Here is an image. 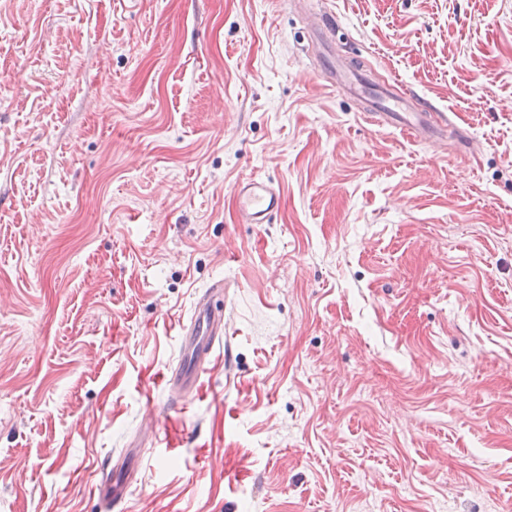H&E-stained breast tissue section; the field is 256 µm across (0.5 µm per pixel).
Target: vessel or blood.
I'll return each mask as SVG.
<instances>
[{
    "label": "vessel or blood",
    "instance_id": "b4317fda",
    "mask_svg": "<svg viewBox=\"0 0 512 512\" xmlns=\"http://www.w3.org/2000/svg\"><path fill=\"white\" fill-rule=\"evenodd\" d=\"M350 95L366 102V109L378 122L400 129L417 138L434 134L447 121L445 114H430L409 104V93H397L395 86L372 87L365 76L352 68L338 69L332 76ZM238 221L242 224H269L278 214L282 194L271 182L250 179L234 188ZM224 285L217 282L195 304L188 323L181 328L182 358L178 367L164 376L168 387L189 398L200 390L201 374L213 354L224 327Z\"/></svg>",
    "mask_w": 512,
    "mask_h": 512
}]
</instances>
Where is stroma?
Masks as SVG:
<instances>
[{
    "mask_svg": "<svg viewBox=\"0 0 512 512\" xmlns=\"http://www.w3.org/2000/svg\"><path fill=\"white\" fill-rule=\"evenodd\" d=\"M318 8L335 40L284 0H0V512H107L116 464L123 512H512V0ZM331 76L334 84L366 101L367 105L362 112H373L370 115L378 122L416 138L425 139L427 135H433L438 127L448 121L444 113L433 115L412 108L409 99L414 96L407 92L397 93L398 84L372 88L365 76L352 68L341 67L335 70V74L331 70ZM234 195L241 224L272 223L282 204L280 189L262 179L239 182L234 188ZM209 292L195 304L190 321L181 327L182 358L178 367L162 380L182 398H190L200 390L201 374L210 361L216 343L224 331V284H212Z\"/></svg>",
    "mask_w": 512,
    "mask_h": 512,
    "instance_id": "35a3bbf8",
    "label": "stroma"
}]
</instances>
